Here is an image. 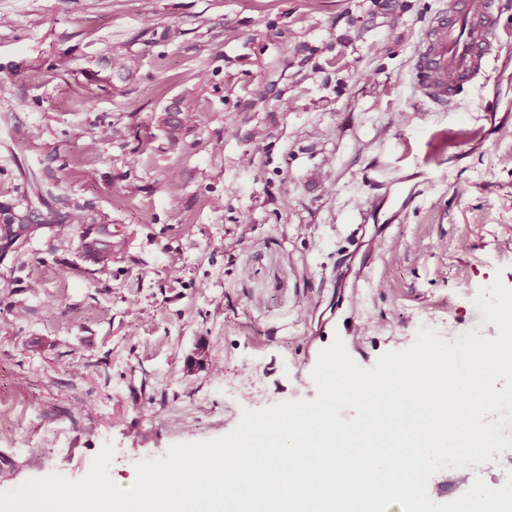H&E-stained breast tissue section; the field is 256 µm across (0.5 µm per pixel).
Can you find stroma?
<instances>
[{
  "label": "stroma",
  "instance_id": "1",
  "mask_svg": "<svg viewBox=\"0 0 512 512\" xmlns=\"http://www.w3.org/2000/svg\"><path fill=\"white\" fill-rule=\"evenodd\" d=\"M440 6L0 0V205L52 218L0 256V492L80 479L108 443L124 487L243 410L314 399L318 326L368 255L361 367L426 313L496 337L474 312L512 287V51L433 108L410 68ZM180 97L198 120L173 134Z\"/></svg>",
  "mask_w": 512,
  "mask_h": 512
}]
</instances>
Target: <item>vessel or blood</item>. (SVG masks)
Returning <instances> with one entry per match:
<instances>
[{"label":"vessel or blood","instance_id":"b4317fda","mask_svg":"<svg viewBox=\"0 0 512 512\" xmlns=\"http://www.w3.org/2000/svg\"><path fill=\"white\" fill-rule=\"evenodd\" d=\"M496 0H448L426 25L416 48L413 83L435 107L455 99L466 86L486 79L492 60L511 44Z\"/></svg>","mask_w":512,"mask_h":512}]
</instances>
